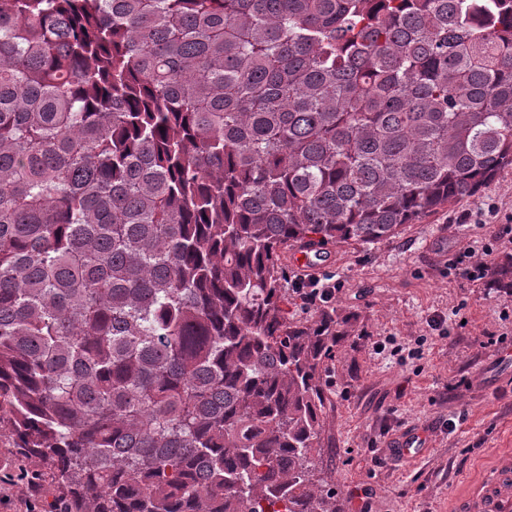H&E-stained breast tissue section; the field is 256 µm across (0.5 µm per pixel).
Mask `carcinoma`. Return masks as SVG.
<instances>
[{
  "label": "carcinoma",
  "instance_id": "1",
  "mask_svg": "<svg viewBox=\"0 0 512 512\" xmlns=\"http://www.w3.org/2000/svg\"><path fill=\"white\" fill-rule=\"evenodd\" d=\"M512 168V0H0V438L44 512H340L288 247Z\"/></svg>",
  "mask_w": 512,
  "mask_h": 512
}]
</instances>
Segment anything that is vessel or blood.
<instances>
[{
  "label": "vessel or blood",
  "instance_id": "b4317fda",
  "mask_svg": "<svg viewBox=\"0 0 512 512\" xmlns=\"http://www.w3.org/2000/svg\"><path fill=\"white\" fill-rule=\"evenodd\" d=\"M454 512H512V448L498 451L487 473L464 497Z\"/></svg>",
  "mask_w": 512,
  "mask_h": 512
}]
</instances>
